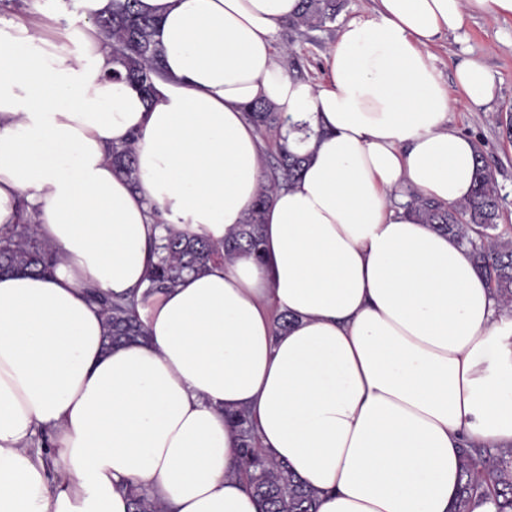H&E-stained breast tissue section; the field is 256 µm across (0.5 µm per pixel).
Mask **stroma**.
<instances>
[{
  "instance_id": "1",
  "label": "stroma",
  "mask_w": 512,
  "mask_h": 512,
  "mask_svg": "<svg viewBox=\"0 0 512 512\" xmlns=\"http://www.w3.org/2000/svg\"><path fill=\"white\" fill-rule=\"evenodd\" d=\"M375 6V0H346L336 21L323 29L296 31L281 27L275 35V47L284 51L288 73L314 83L324 82L326 52L335 44L341 27L351 19L370 15ZM87 19L82 0H16L0 10V23L38 25L44 37L63 44L72 53L77 44L66 34L83 28ZM433 53L445 83H453L457 66L468 59L482 61L496 78L497 93L490 104L479 109L457 106L448 115V125L486 151L504 199L497 232L512 238V135L507 132L512 125V17L489 13L466 16L463 29L442 35Z\"/></svg>"
}]
</instances>
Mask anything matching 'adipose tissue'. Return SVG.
I'll use <instances>...</instances> for the list:
<instances>
[{"instance_id": "obj_1", "label": "adipose tissue", "mask_w": 512, "mask_h": 512, "mask_svg": "<svg viewBox=\"0 0 512 512\" xmlns=\"http://www.w3.org/2000/svg\"><path fill=\"white\" fill-rule=\"evenodd\" d=\"M298 6L139 0L163 49L149 102L110 79L94 25L75 56L0 30V230L31 215L59 257L49 277L0 275V512H129L132 487L161 512H259L236 412L318 512H454L463 448L512 445V317L469 248L401 196L468 197L476 145L448 113L497 86L476 59L445 84L432 48L466 15L512 17V0H377L320 84L276 58ZM258 99L313 129L288 139L310 161L262 216L263 260L148 292L167 229L220 243L248 216L264 144L243 108ZM131 140L133 182L108 158ZM95 290L134 298L145 340L104 351ZM42 430L52 475L31 446Z\"/></svg>"}]
</instances>
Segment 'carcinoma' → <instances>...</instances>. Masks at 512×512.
I'll list each match as a JSON object with an SVG mask.
<instances>
[{
  "label": "carcinoma",
  "instance_id": "obj_1",
  "mask_svg": "<svg viewBox=\"0 0 512 512\" xmlns=\"http://www.w3.org/2000/svg\"><path fill=\"white\" fill-rule=\"evenodd\" d=\"M344 0H300L299 8L286 26L299 30H318L336 20ZM91 21L112 47L111 78L141 89L150 98L163 79L162 48L154 41L157 19L137 8V0H111L107 7L91 15ZM246 118L259 133L271 134L278 149L268 165L267 180L260 188L251 213L239 228L224 240L220 250L208 239L171 231L156 247L158 261L148 274V288L160 292L172 288L189 272H203L231 260L239 253L262 260L260 217L274 190L294 183L301 175L308 156L288 146L286 128L303 133L310 128L290 125L279 108L264 100L244 108ZM113 167L129 180L136 181L134 142L114 147L109 152ZM410 211L421 223L470 246L477 270L491 284L498 303L512 307V241L502 240L491 231L502 217V198L496 177L483 151H478L474 186L470 198L448 207L417 193L410 194ZM57 255L36 231L35 223L25 215L21 223L0 235V272L52 274ZM108 327L106 340L114 345L144 336L135 301L99 296ZM241 437L239 457L248 484L257 498L261 512H317V497L293 474L288 465L271 458L255 446L252 425L244 413L234 416ZM461 486L455 512H473L476 503L493 500L496 512H512V446L509 448H466ZM132 512H160L159 506L145 492L129 490Z\"/></svg>",
  "mask_w": 512,
  "mask_h": 512
}]
</instances>
